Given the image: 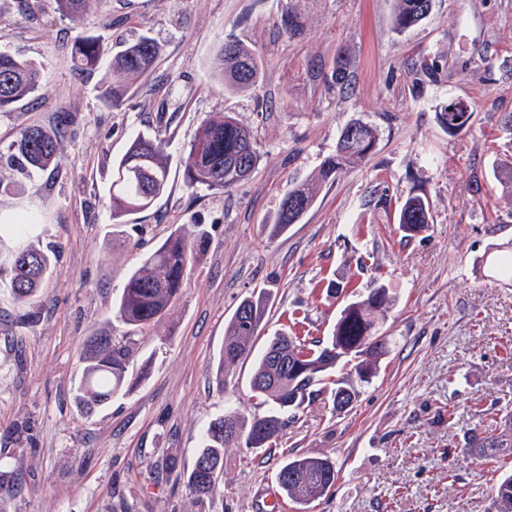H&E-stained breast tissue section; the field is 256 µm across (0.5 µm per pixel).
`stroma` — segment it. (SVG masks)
<instances>
[{
  "mask_svg": "<svg viewBox=\"0 0 512 512\" xmlns=\"http://www.w3.org/2000/svg\"><path fill=\"white\" fill-rule=\"evenodd\" d=\"M304 24L291 37L282 8ZM396 0H102L97 13L62 17L55 0L34 13L0 0V51L36 61L38 100L0 112V217H31L27 233L0 238V512H254L277 487L285 454L326 456L335 487L310 512H493L491 488L512 472V455L464 451L473 429L494 430L512 411V282L493 274L492 246L512 244V197L493 170L512 157V0H433L415 27L393 28ZM81 32L116 52L147 33L163 48L152 73L118 107L96 87L108 65L74 71ZM233 37L263 63L256 90L225 95L208 66ZM350 61L351 94L331 83ZM467 102V127L448 131L441 113ZM248 126L262 160L227 192L191 188L183 150L213 113ZM69 123L52 174L28 179L3 155L29 126ZM353 121L378 130L371 155L323 185L301 223L273 234L284 193L316 176ZM165 140L167 191L129 216L112 243L113 160L137 136ZM424 196L432 222L406 238L398 213ZM209 240L190 268L170 317L135 335L123 390L84 414L76 388L88 336L122 341L112 304L126 275L180 225ZM55 248L37 300L15 304L9 273L26 248ZM392 302L380 323L390 352L347 411L319 399L302 408L265 450L230 448L217 495L198 499L156 466L194 463L203 432L224 413L251 419V362L226 390L213 381L224 324L246 296L263 294L265 344L292 327L330 334L342 308L375 285Z\"/></svg>",
  "mask_w": 512,
  "mask_h": 512,
  "instance_id": "1",
  "label": "stroma"
}]
</instances>
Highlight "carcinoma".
Wrapping results in <instances>:
<instances>
[{
  "instance_id": "1",
  "label": "carcinoma",
  "mask_w": 512,
  "mask_h": 512,
  "mask_svg": "<svg viewBox=\"0 0 512 512\" xmlns=\"http://www.w3.org/2000/svg\"><path fill=\"white\" fill-rule=\"evenodd\" d=\"M100 0H56L59 13L77 21L93 11ZM432 0H397L394 29L401 32L425 19L424 7ZM281 30L291 36L302 29L301 18L291 10L279 19ZM107 47L98 36L80 33L71 46L76 71L91 72L97 68ZM161 53L159 44L142 35L112 56V77L100 85L99 97L104 103L118 106L132 84L147 75ZM349 61L339 59L331 81L348 91L346 70ZM211 77L224 86L227 93L257 87L261 59L238 40H226L213 55ZM44 86V75L37 65L26 59L0 51V111L37 99ZM472 113L467 106L451 101L444 107L442 119L448 129L460 131ZM377 139L376 129L361 122L347 124L340 132L334 153L322 162L317 178L289 189L274 217L273 228L280 233L288 225L299 223L315 204L321 185L336 177L349 165L366 159ZM61 145L57 129L31 126L7 147V153L24 174L45 175L54 170ZM261 160L253 133L228 113L217 112L208 118L202 131L184 149V179L191 188L231 190L249 179ZM494 177L512 196V161H504L494 169ZM169 168L160 139L136 137L127 151L112 167L109 195L112 202V241L138 248L135 241L121 236L120 226L130 214L149 209L168 187ZM432 220L429 202L421 196H410L403 202L398 216L399 230L414 237L429 228ZM207 239L201 225L188 230L175 228L156 248L142 255L132 268L120 296L112 305L113 316L135 335L160 323L183 295L187 270L197 261ZM56 255L50 250L26 249L19 252L10 269V288L16 303L26 305L40 292L50 275ZM490 268L499 276L512 280V249L493 256ZM390 296L386 285L372 288L368 294L346 305L340 312L332 333L327 338L292 336L286 331L269 340L256 358L250 387L254 396L266 407L255 414L250 425L229 413L213 420L201 439L193 467L187 475V487L198 498H209L219 491L224 474V452L229 448H265L288 425V419L306 404L325 395L337 413L345 411L356 396L355 381H369L376 363L388 353L385 337L379 335L377 323L385 316ZM267 311L262 296L250 295L240 301L224 326V348L215 373L219 389L227 387L229 370L252 355L255 340ZM129 349L115 344L110 336H93L83 346L86 361L77 387L78 404L91 413L112 399L126 382ZM353 363L356 375L350 374L327 381L341 363ZM465 450L482 456L512 454V414L503 416L497 433L472 430L465 440ZM335 464L328 457H284L277 481L289 500L307 509L336 485ZM496 512H512V474L501 477L493 486Z\"/></svg>"
}]
</instances>
